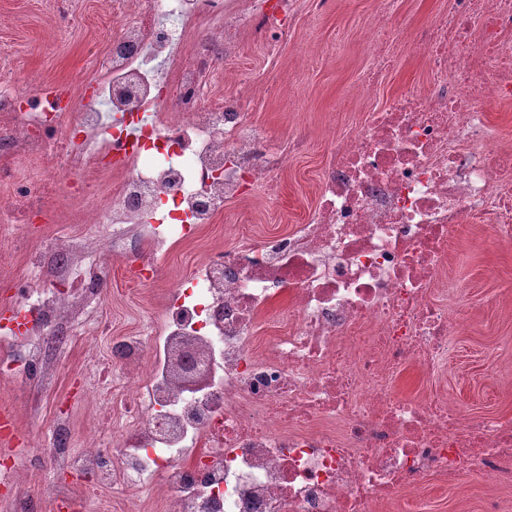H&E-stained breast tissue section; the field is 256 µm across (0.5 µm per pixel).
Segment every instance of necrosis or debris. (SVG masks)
I'll use <instances>...</instances> for the list:
<instances>
[{"mask_svg": "<svg viewBox=\"0 0 512 512\" xmlns=\"http://www.w3.org/2000/svg\"><path fill=\"white\" fill-rule=\"evenodd\" d=\"M129 3L112 0L91 94L0 84V279L16 309L0 317L1 378L39 382L79 312L105 327L107 260L146 251L136 284L153 287L175 244L280 185L284 154L239 98L214 92L236 33L278 41L289 0L271 16L156 0L136 17ZM423 52L429 92L364 114L335 147L311 220L213 250L144 329L114 339L118 376L83 390L110 403L109 436L74 451L59 410L25 455L98 490L162 487L163 512H419L432 475L512 485V420L463 413L435 385L395 389L412 368L438 375L461 329L448 265L463 219L512 242V152L485 109L512 100V0H448ZM143 114L115 164L111 117ZM73 204L97 234L15 230Z\"/></svg>", "mask_w": 512, "mask_h": 512, "instance_id": "1", "label": "necrosis or debris"}]
</instances>
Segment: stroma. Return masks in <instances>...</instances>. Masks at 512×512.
<instances>
[{"instance_id":"obj_1","label":"stroma","mask_w":512,"mask_h":512,"mask_svg":"<svg viewBox=\"0 0 512 512\" xmlns=\"http://www.w3.org/2000/svg\"><path fill=\"white\" fill-rule=\"evenodd\" d=\"M444 5L445 0H392L389 14L381 18L374 0H293L288 31L275 49L255 35H242L232 62L239 77L221 84L216 96L230 97L249 87L254 121L268 129L273 141L295 136L299 144L288 156L275 195H249L228 204L200 243L171 254L168 267L188 270L203 244L232 245L241 216H248L258 234L286 232L312 217L318 179L331 161L332 137L351 132L368 107H384L410 88L427 89V68L416 40ZM80 6L82 22L70 25L54 18L47 0H0V14L13 19L0 29V46L12 54L16 79L33 75L48 89L66 84L79 90L83 71L115 28L105 18L101 0H80ZM378 24L393 37L396 53L382 84L367 95L361 88L363 74L373 66L367 34ZM451 274L470 320L448 355L443 383L464 412L512 419V353L503 350L512 342V247L476 230L465 233ZM109 311L108 328L53 354L46 389L55 405L73 414L70 445L75 449L83 448L95 430L89 411L79 403L88 370L111 367L113 339L154 316L153 308L133 292L131 276L120 263L110 267ZM11 406L18 409L19 438L45 434L46 423L30 414L22 379L0 382V408ZM68 482L79 512H158L151 496L131 503L117 494L91 491L89 477L72 476ZM493 495L475 474L450 490L429 481L422 497L427 512H486Z\"/></svg>"}]
</instances>
